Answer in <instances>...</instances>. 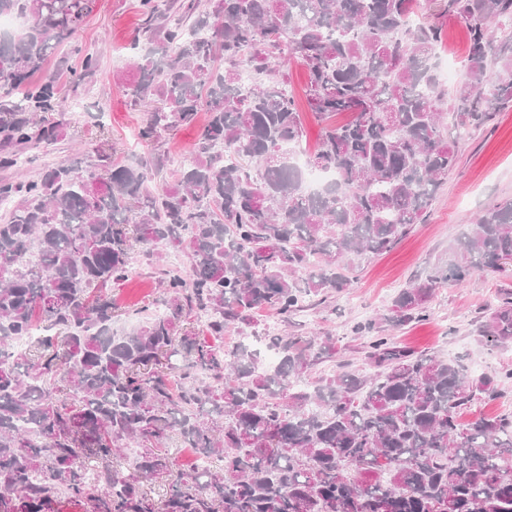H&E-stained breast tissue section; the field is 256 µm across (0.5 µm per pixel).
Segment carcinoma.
Returning a JSON list of instances; mask_svg holds the SVG:
<instances>
[{"mask_svg":"<svg viewBox=\"0 0 512 512\" xmlns=\"http://www.w3.org/2000/svg\"><path fill=\"white\" fill-rule=\"evenodd\" d=\"M139 7L133 48L151 49L124 94L146 108L141 137L192 126L202 109L208 121L193 163L158 193L150 183L165 153L136 165L103 154L85 173L62 161L0 181L10 202L0 211V512H58L63 500L81 512H512V412L465 419L506 396L499 380L512 369L470 378L370 321L354 334L373 371L342 363L310 382L339 339L272 335L258 319L293 323L348 286L355 258L392 250L426 221L457 164L445 119L460 138L512 106V41L489 31L493 19L512 21V0H447L470 41L451 95L432 64L441 29L410 25L418 0ZM89 11L88 0H0L1 16L28 21L0 36V169L56 141L46 113L63 110V85L75 92L98 71V55L75 44ZM67 44L80 67L47 71ZM285 56L307 71L306 101L324 123L308 163L336 175L313 193L283 153L303 138L274 67ZM491 64L503 75L486 93ZM247 68L267 80L242 89ZM160 244L183 251L187 269L163 266V310L133 311L143 324L117 335L108 290L127 280L134 251L161 261ZM511 260L507 200L487 206L460 257L402 289L383 320L420 322L440 284L506 272ZM193 321L210 340L179 331ZM229 330L274 347L278 365L260 369V349L224 342ZM480 333L496 348L512 343V300L487 309ZM175 437L194 449L193 468H175ZM131 446L133 459L121 454Z\"/></svg>","mask_w":512,"mask_h":512,"instance_id":"1","label":"carcinoma"}]
</instances>
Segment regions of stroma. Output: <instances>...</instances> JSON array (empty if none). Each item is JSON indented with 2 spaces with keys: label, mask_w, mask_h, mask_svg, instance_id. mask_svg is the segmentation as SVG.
Wrapping results in <instances>:
<instances>
[{
  "label": "stroma",
  "mask_w": 512,
  "mask_h": 512,
  "mask_svg": "<svg viewBox=\"0 0 512 512\" xmlns=\"http://www.w3.org/2000/svg\"><path fill=\"white\" fill-rule=\"evenodd\" d=\"M140 0H93L77 42L98 52L99 70L69 94L64 111L50 113L59 126L57 141L33 147L9 177L23 179L46 165L69 162L80 170L92 169L98 153L112 150L114 158L130 164L154 153L193 159L196 130L182 127L162 133L153 142L140 137L143 113L132 109L123 92L125 82L137 79L131 65L135 55L130 44L142 21ZM416 21L439 25L442 41L435 61L438 69L453 66L448 87L463 80L468 59V32L456 16L446 13L444 0H420ZM512 199V107L496 112L486 126L464 135L458 142V164L440 186L427 221L413 225L389 252L356 260L351 284L330 303L312 306L295 317L290 333L309 336L316 332L338 336L341 361L352 369L364 370L361 338L354 336L355 324L378 319L386 313L393 297L410 279L444 266L458 252L477 216L489 204ZM162 290L154 268L139 262L130 278L113 289L112 298L120 313L155 303ZM512 295V271L505 274H472L465 283L444 284L435 292L430 314L421 322L397 331L400 343L414 350L456 363L468 376H478L481 364L494 370L512 368V345L491 348L481 342L479 326L483 311Z\"/></svg>",
  "instance_id": "stroma-1"
}]
</instances>
